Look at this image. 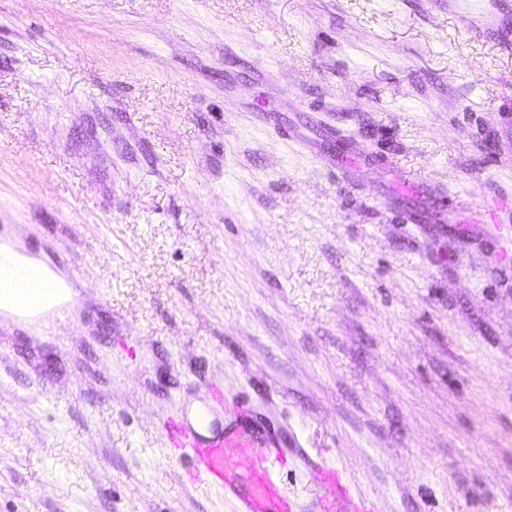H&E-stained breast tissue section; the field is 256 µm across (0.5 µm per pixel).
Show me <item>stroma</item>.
Returning <instances> with one entry per match:
<instances>
[{
  "label": "stroma",
  "instance_id": "stroma-1",
  "mask_svg": "<svg viewBox=\"0 0 512 512\" xmlns=\"http://www.w3.org/2000/svg\"><path fill=\"white\" fill-rule=\"evenodd\" d=\"M14 234L78 296L0 316V512H232L213 385L306 512H512V42L448 0H0ZM312 480L319 489L316 500L318 512H375L374 502L353 495L337 471L328 469L315 472Z\"/></svg>",
  "mask_w": 512,
  "mask_h": 512
}]
</instances>
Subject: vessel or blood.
<instances>
[{
	"label": "vessel or blood",
	"instance_id": "obj_1",
	"mask_svg": "<svg viewBox=\"0 0 512 512\" xmlns=\"http://www.w3.org/2000/svg\"><path fill=\"white\" fill-rule=\"evenodd\" d=\"M502 11L501 0H480L460 9L459 18L472 29L479 17L494 19ZM229 415L226 423L203 409L193 423L173 426L171 437L188 459L193 478L222 491L234 512H303L299 499L285 489V451L243 424L241 409H230ZM312 479L319 489L318 512H375L374 502L353 495L338 472L322 470Z\"/></svg>",
	"mask_w": 512,
	"mask_h": 512
}]
</instances>
